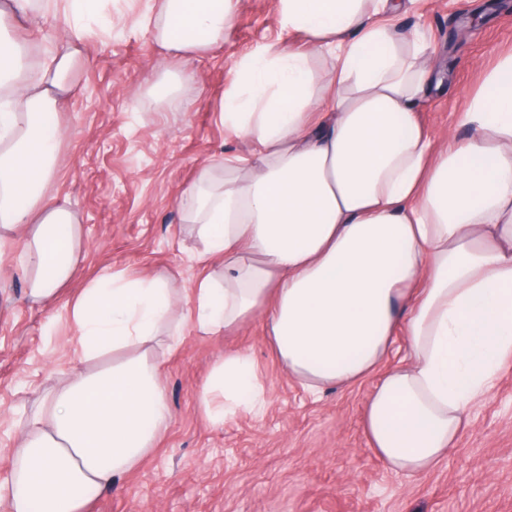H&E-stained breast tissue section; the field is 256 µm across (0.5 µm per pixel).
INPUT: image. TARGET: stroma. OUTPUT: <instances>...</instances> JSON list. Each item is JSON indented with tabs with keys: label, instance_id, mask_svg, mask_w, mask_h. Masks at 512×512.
I'll list each match as a JSON object with an SVG mask.
<instances>
[{
	"label": "stroma",
	"instance_id": "stroma-1",
	"mask_svg": "<svg viewBox=\"0 0 512 512\" xmlns=\"http://www.w3.org/2000/svg\"><path fill=\"white\" fill-rule=\"evenodd\" d=\"M140 10L138 0H114L111 34L84 40L87 63L56 116L62 137L46 193L67 200L84 229L81 270L62 303L50 312L31 305L19 251L0 246V479L26 411L54 384L56 369L72 361L76 331L67 299L105 271L161 275L177 288L200 280L196 237L178 200L202 165L254 149L230 139L220 120L231 66L261 44L288 52L305 43L281 32L275 0H241L223 41L187 60L163 52L140 30ZM387 19L436 50L421 121L433 134L453 130L465 138L460 118L468 95L512 51V0H407ZM64 26L50 16L32 34L8 17L0 34L19 43L27 65ZM186 71L194 79L174 99L151 95L153 84ZM176 315L184 340L161 366L169 428L116 489L93 497L87 512H512V364L469 412L448 455L410 478L388 468L364 435L361 414L373 380L313 395L288 378L261 321L201 336L187 304ZM227 349L252 356L265 406L215 426L196 395Z\"/></svg>",
	"mask_w": 512,
	"mask_h": 512
}]
</instances>
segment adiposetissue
<instances>
[{
  "label": "adipose tissue",
  "mask_w": 512,
  "mask_h": 512,
  "mask_svg": "<svg viewBox=\"0 0 512 512\" xmlns=\"http://www.w3.org/2000/svg\"><path fill=\"white\" fill-rule=\"evenodd\" d=\"M238 0H147L141 25L190 59L223 40ZM33 22L68 26L28 72L0 41V243L16 240L29 298L53 308L76 275L82 227L47 196L61 130L54 117L84 61L80 39L109 29L112 0H7ZM401 0H276L281 30L237 61L224 92L227 134L257 147L204 164L181 208L203 275L180 298L162 276L123 271L69 304L73 366L29 415L0 487L7 512H84L155 448L171 421L159 374L183 333L216 336L258 317L289 378L316 394L377 381L362 426L389 467L434 469L512 358V53L463 109L470 134L433 135L418 107L435 51L383 14ZM333 64L318 71L313 57ZM403 342L406 365L379 366ZM212 424L258 412L252 357L228 351L197 392Z\"/></svg>",
  "instance_id": "ef3b65f1"
}]
</instances>
